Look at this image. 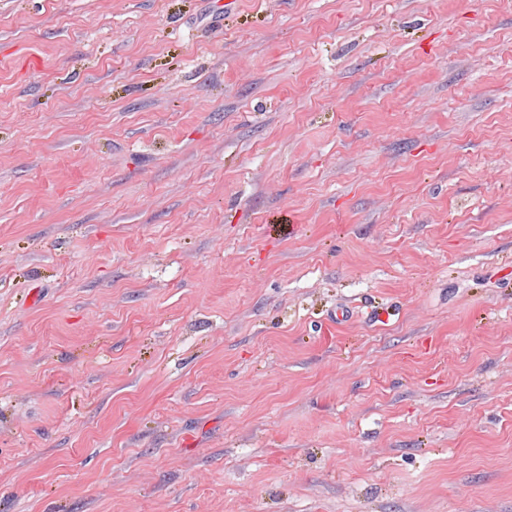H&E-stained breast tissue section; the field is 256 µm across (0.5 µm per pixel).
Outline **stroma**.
I'll use <instances>...</instances> for the list:
<instances>
[{"label": "stroma", "instance_id": "stroma-1", "mask_svg": "<svg viewBox=\"0 0 512 512\" xmlns=\"http://www.w3.org/2000/svg\"><path fill=\"white\" fill-rule=\"evenodd\" d=\"M0 512H512V0H0Z\"/></svg>", "mask_w": 512, "mask_h": 512}]
</instances>
